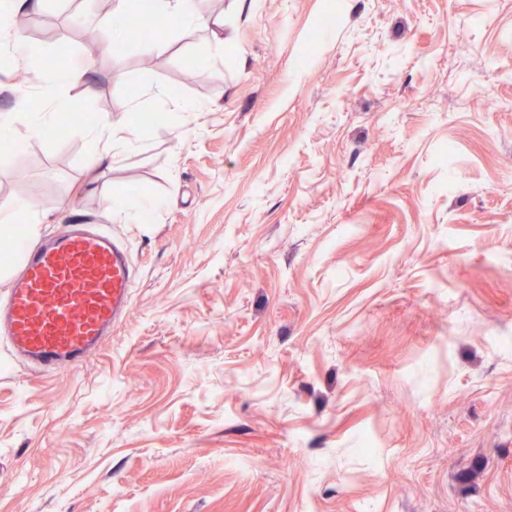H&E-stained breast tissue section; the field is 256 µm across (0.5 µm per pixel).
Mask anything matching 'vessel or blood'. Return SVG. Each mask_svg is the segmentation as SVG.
Listing matches in <instances>:
<instances>
[{
    "label": "vessel or blood",
    "instance_id": "b4317fda",
    "mask_svg": "<svg viewBox=\"0 0 512 512\" xmlns=\"http://www.w3.org/2000/svg\"><path fill=\"white\" fill-rule=\"evenodd\" d=\"M132 262L105 232L74 224L24 251L0 305L12 360L42 372L78 367L131 306Z\"/></svg>",
    "mask_w": 512,
    "mask_h": 512
}]
</instances>
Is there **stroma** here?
<instances>
[{"instance_id":"35a3bbf8","label":"stroma","mask_w":512,"mask_h":512,"mask_svg":"<svg viewBox=\"0 0 512 512\" xmlns=\"http://www.w3.org/2000/svg\"><path fill=\"white\" fill-rule=\"evenodd\" d=\"M194 5L223 40L44 0L0 49V202L136 272L83 366L0 352V512H512V0ZM110 117L135 146L88 170ZM41 82L45 94L54 99L57 106L66 107L68 106V101L57 94L59 88L64 84L69 86L88 85L87 68H74L65 73L45 72L41 76ZM53 112H33L28 131L31 136L51 138L54 136L55 120Z\"/></svg>"}]
</instances>
